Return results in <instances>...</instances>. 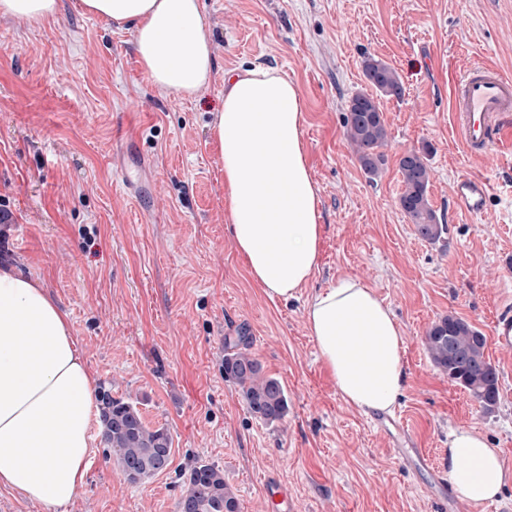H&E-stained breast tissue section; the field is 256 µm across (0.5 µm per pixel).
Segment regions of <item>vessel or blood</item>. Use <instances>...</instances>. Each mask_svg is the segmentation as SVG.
I'll use <instances>...</instances> for the list:
<instances>
[{"instance_id": "vessel-or-blood-1", "label": "vessel or blood", "mask_w": 512, "mask_h": 512, "mask_svg": "<svg viewBox=\"0 0 512 512\" xmlns=\"http://www.w3.org/2000/svg\"><path fill=\"white\" fill-rule=\"evenodd\" d=\"M455 130L469 153L483 155L492 145L512 137L503 123L512 112V80L498 71L477 64L463 70L455 83ZM490 192L487 182L474 176L457 178V206L473 216L481 215ZM265 494L275 512H294L288 489L276 478H268Z\"/></svg>"}]
</instances>
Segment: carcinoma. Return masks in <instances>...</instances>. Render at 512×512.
I'll return each mask as SVG.
<instances>
[{"label": "carcinoma", "instance_id": "obj_1", "mask_svg": "<svg viewBox=\"0 0 512 512\" xmlns=\"http://www.w3.org/2000/svg\"><path fill=\"white\" fill-rule=\"evenodd\" d=\"M366 79L375 93L354 94L348 103L345 132L364 174L373 181L385 165L388 130L384 101L404 93L397 72L386 63L367 57ZM429 148L404 152L398 161L402 192L398 205L416 236L426 242L439 241L447 230L440 223L429 198ZM424 344L434 366L466 390L486 411L499 399V372L485 353L486 337L472 324L452 313L434 321L426 330ZM224 375L239 387L247 410L257 419L280 423L288 415V396L282 383L264 373L260 361L243 346L224 355ZM101 435L106 458L125 468L139 470V480L164 471L170 464L172 437L164 427L149 426L131 402L112 397L109 389L99 392ZM179 512H238V500L224 481V471L214 464L196 463L184 481Z\"/></svg>", "mask_w": 512, "mask_h": 512}]
</instances>
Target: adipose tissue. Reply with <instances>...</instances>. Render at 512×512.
Listing matches in <instances>:
<instances>
[{
	"label": "adipose tissue",
	"mask_w": 512,
	"mask_h": 512,
	"mask_svg": "<svg viewBox=\"0 0 512 512\" xmlns=\"http://www.w3.org/2000/svg\"><path fill=\"white\" fill-rule=\"evenodd\" d=\"M83 12L135 32L152 84L195 96L212 74L201 0H79ZM297 84L259 66L224 75L214 133L224 163L230 235L251 278L270 298H298L319 268L323 226L303 141ZM310 335L342 399L362 411L393 409L406 374L402 330L375 289L345 276L306 302ZM98 378L77 346L69 316L45 288L0 267V487L61 512L89 469ZM456 493L481 503L512 484L497 449L479 432L448 436Z\"/></svg>",
	"instance_id": "ef3b65f1"
}]
</instances>
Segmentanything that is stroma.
Wrapping results in <instances>:
<instances>
[{"instance_id":"stroma-1","label":"stroma","mask_w":512,"mask_h":512,"mask_svg":"<svg viewBox=\"0 0 512 512\" xmlns=\"http://www.w3.org/2000/svg\"><path fill=\"white\" fill-rule=\"evenodd\" d=\"M215 66L191 98L143 74L131 27L60 0L55 17H0V264L37 280L68 314L99 386L135 402L172 436L164 472L127 482L94 437L86 483L65 512H179L183 475L223 469L240 512H272L265 480L296 512H441L434 471L448 434L481 433L512 468V349L492 343L512 304V142L468 153L454 129L452 77L492 64L512 78V0H202ZM389 64L404 94L385 101L386 171L369 182L344 135L349 98L369 85L364 55ZM288 74L302 94L318 189L320 267L298 300L252 281L228 231L224 165L212 136L226 72ZM430 146L429 187L448 231L420 240L398 207V157ZM485 179L483 214L453 184ZM351 276L375 288L403 333L407 385L388 436L341 398L310 336L305 300ZM453 313L489 343L500 401L486 412L432 364L427 328ZM245 337L289 411L266 424L224 376L226 340ZM423 449L431 469L402 457ZM265 494L276 512H293L294 500L288 496V488L276 478H268Z\"/></svg>"}]
</instances>
